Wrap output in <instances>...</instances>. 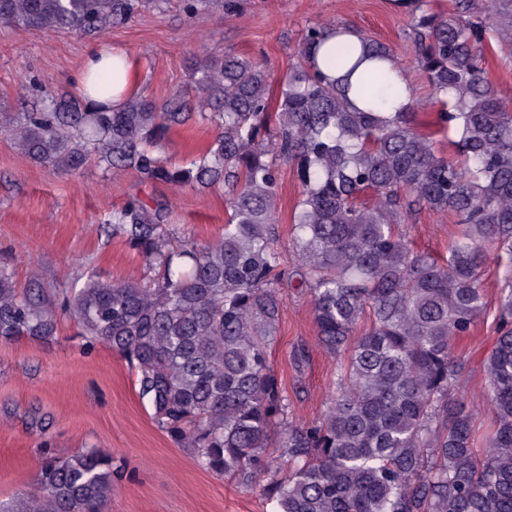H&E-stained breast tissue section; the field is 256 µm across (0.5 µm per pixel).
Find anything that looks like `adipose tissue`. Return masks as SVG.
I'll use <instances>...</instances> for the list:
<instances>
[{
	"instance_id": "1",
	"label": "adipose tissue",
	"mask_w": 512,
	"mask_h": 512,
	"mask_svg": "<svg viewBox=\"0 0 512 512\" xmlns=\"http://www.w3.org/2000/svg\"><path fill=\"white\" fill-rule=\"evenodd\" d=\"M137 58L109 46H96L86 54L73 83L86 102L120 107L139 89Z\"/></svg>"
}]
</instances>
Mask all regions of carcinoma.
Segmentation results:
<instances>
[{
	"label": "carcinoma",
	"instance_id": "cac0c4a2",
	"mask_svg": "<svg viewBox=\"0 0 512 512\" xmlns=\"http://www.w3.org/2000/svg\"><path fill=\"white\" fill-rule=\"evenodd\" d=\"M393 2L410 7L446 152L417 131L419 100L379 111L391 87L384 62L396 59L384 43L361 36L375 66L360 73L345 41L319 65L331 24L307 27L275 100L262 63L215 50L195 64L200 116L219 133L183 163L157 155L192 116L178 98L159 105L133 95L113 110L62 94L47 104L36 82L30 110L0 112V130L40 165L73 172L93 155L175 189L229 190L224 232L206 243L179 235L162 202L132 197L112 211V235L144 262L139 282L90 272L79 288L36 277L20 288L1 262L0 341H48L64 311L87 343L127 361L159 429L202 468L262 487L276 512H512V99L488 80L484 53L490 28L512 43V0H496L487 20L476 0H456L446 14L425 11L422 0ZM152 4L0 0V23L88 34ZM281 162L301 185L291 276L310 290L322 346L346 354L312 423L290 417L268 356L285 276L276 247ZM367 191L372 202L358 203ZM422 208L461 225L443 262L406 238ZM490 252L511 265L484 359L494 420L479 453L475 411L450 396L468 370L455 342L486 314ZM113 478L112 456L98 449L45 453L36 493L0 512H105Z\"/></svg>",
	"mask_w": 512,
	"mask_h": 512
}]
</instances>
